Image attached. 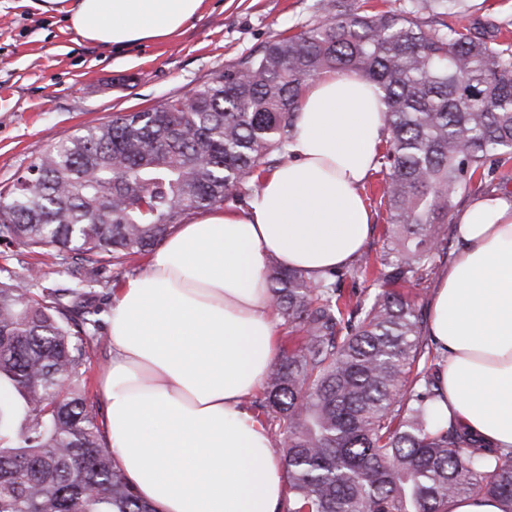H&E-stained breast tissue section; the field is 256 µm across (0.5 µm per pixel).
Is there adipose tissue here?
<instances>
[{"instance_id":"ef3b65f1","label":"adipose tissue","mask_w":512,"mask_h":512,"mask_svg":"<svg viewBox=\"0 0 512 512\" xmlns=\"http://www.w3.org/2000/svg\"><path fill=\"white\" fill-rule=\"evenodd\" d=\"M204 0H75L71 28L123 46L169 37ZM385 105L353 73L309 81L288 157L246 208L177 227L118 292L100 382L116 464L155 512H281L282 462L246 405L278 355L266 261L319 281L373 235L362 195L386 144ZM427 332L447 356L435 408L512 450V194L468 202Z\"/></svg>"}]
</instances>
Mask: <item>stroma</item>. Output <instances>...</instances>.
Masks as SVG:
<instances>
[{"mask_svg": "<svg viewBox=\"0 0 512 512\" xmlns=\"http://www.w3.org/2000/svg\"><path fill=\"white\" fill-rule=\"evenodd\" d=\"M44 0H0V188L52 143L157 106L304 29L317 0H205L164 41L102 47Z\"/></svg>", "mask_w": 512, "mask_h": 512, "instance_id": "35a3bbf8", "label": "stroma"}]
</instances>
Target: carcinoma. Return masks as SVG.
I'll use <instances>...</instances> for the list:
<instances>
[{
  "label": "carcinoma",
  "instance_id": "1",
  "mask_svg": "<svg viewBox=\"0 0 512 512\" xmlns=\"http://www.w3.org/2000/svg\"><path fill=\"white\" fill-rule=\"evenodd\" d=\"M469 16L466 0L381 12L318 0L307 28L192 97L71 135L0 189V244L66 263L72 277L45 284L33 267L21 286L0 267V512H152L114 463L86 390L111 273L134 272L135 256L190 215L250 197L324 71L383 94L379 207L393 230L379 279L392 288L367 305L343 299L344 271L312 282L268 267L270 306L299 334L255 400L285 449L286 512H448L456 494L512 512V451L441 421L424 318L393 289L429 275L456 199L512 159V41L497 36L512 19L488 36Z\"/></svg>",
  "mask_w": 512,
  "mask_h": 512
}]
</instances>
